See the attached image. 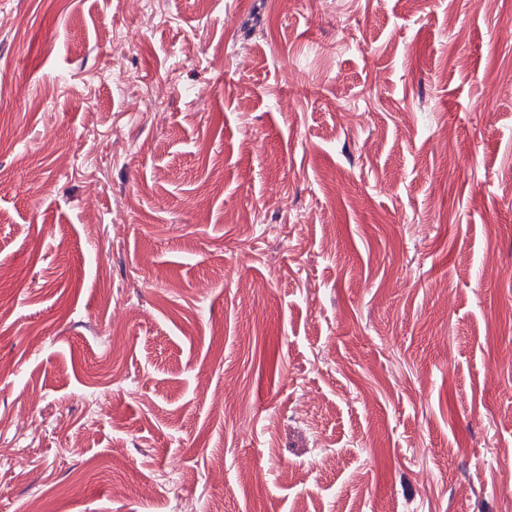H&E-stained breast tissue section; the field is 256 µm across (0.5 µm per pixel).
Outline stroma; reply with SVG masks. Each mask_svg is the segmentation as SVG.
<instances>
[{"label": "stroma", "instance_id": "35a3bbf8", "mask_svg": "<svg viewBox=\"0 0 512 512\" xmlns=\"http://www.w3.org/2000/svg\"><path fill=\"white\" fill-rule=\"evenodd\" d=\"M1 17L0 512H502L512 0Z\"/></svg>", "mask_w": 512, "mask_h": 512}]
</instances>
